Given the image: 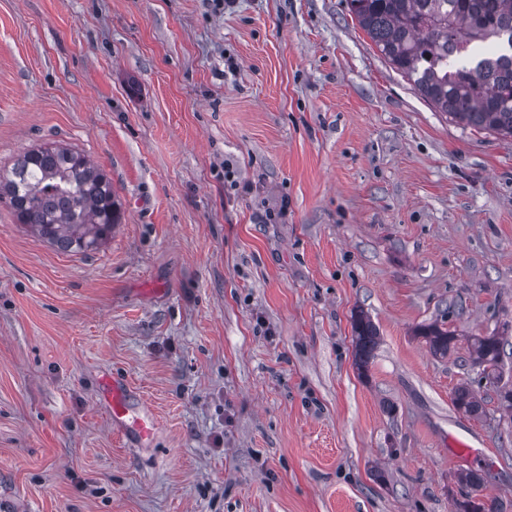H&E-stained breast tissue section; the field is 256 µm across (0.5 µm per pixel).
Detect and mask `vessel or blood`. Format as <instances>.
Wrapping results in <instances>:
<instances>
[{"label":"vessel or blood","instance_id":"1","mask_svg":"<svg viewBox=\"0 0 512 512\" xmlns=\"http://www.w3.org/2000/svg\"><path fill=\"white\" fill-rule=\"evenodd\" d=\"M102 401L114 429L135 442L142 443L154 434L157 418L137 398L127 380L119 375L103 377Z\"/></svg>","mask_w":512,"mask_h":512}]
</instances>
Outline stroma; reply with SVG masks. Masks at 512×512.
Segmentation results:
<instances>
[{
	"label": "stroma",
	"mask_w": 512,
	"mask_h": 512,
	"mask_svg": "<svg viewBox=\"0 0 512 512\" xmlns=\"http://www.w3.org/2000/svg\"><path fill=\"white\" fill-rule=\"evenodd\" d=\"M52 142L122 221L62 253L0 204V512H450L466 470L512 512L467 344L512 342V138L438 112L347 0H0V167ZM106 373L151 443L113 430ZM352 330L354 365L358 374L364 376L373 352L378 345L379 334L370 317L362 311L352 316ZM438 323L420 326L416 336L423 338L431 353L435 356H447L456 345L458 336L455 331L448 330ZM102 401L112 427L125 437L142 443L154 434L157 418L153 411L137 398L127 380L119 375L103 377ZM453 404L465 415L472 418H481L484 416L485 410L480 399L467 387L460 385L453 393Z\"/></svg>",
	"instance_id": "obj_1"
}]
</instances>
